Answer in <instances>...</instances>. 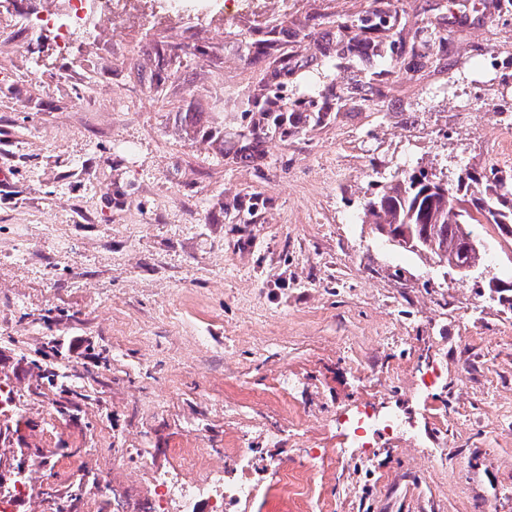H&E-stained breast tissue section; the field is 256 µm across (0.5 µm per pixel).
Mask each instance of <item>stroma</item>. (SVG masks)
Returning <instances> with one entry per match:
<instances>
[{"instance_id": "stroma-1", "label": "stroma", "mask_w": 512, "mask_h": 512, "mask_svg": "<svg viewBox=\"0 0 512 512\" xmlns=\"http://www.w3.org/2000/svg\"><path fill=\"white\" fill-rule=\"evenodd\" d=\"M224 3L156 0L174 22L64 54L23 25L55 0L0 11L15 512H145L164 482L280 512L286 473L305 512H512V235L474 225L461 274L364 209L399 173L496 164L512 0H266L219 39ZM361 412L408 427L357 436ZM33 493L34 484L27 476L15 481L10 492L3 495L0 492V511L13 512L15 502L18 499L29 498Z\"/></svg>"}]
</instances>
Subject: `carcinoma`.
Wrapping results in <instances>:
<instances>
[{
    "label": "carcinoma",
    "instance_id": "cac0c4a2",
    "mask_svg": "<svg viewBox=\"0 0 512 512\" xmlns=\"http://www.w3.org/2000/svg\"><path fill=\"white\" fill-rule=\"evenodd\" d=\"M473 181L470 171L462 170L457 186L445 189L426 176H411L389 186L382 195L367 203L369 210H378L383 223L378 230L394 236H408L409 249L428 250L438 262L449 267L476 263L479 250L465 254L461 238L467 225L474 222L512 224V175H500L491 166L482 176V187L471 194H459L464 181Z\"/></svg>",
    "mask_w": 512,
    "mask_h": 512
}]
</instances>
